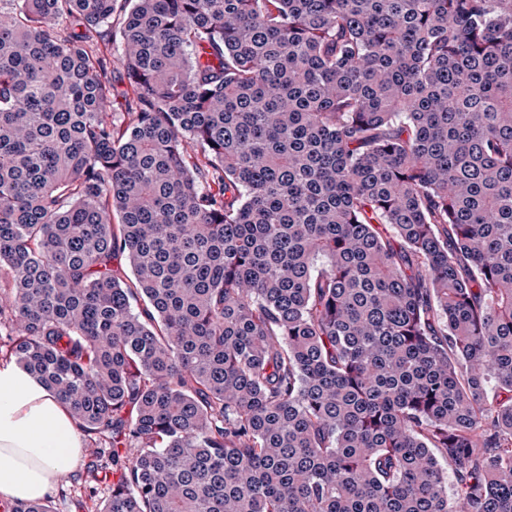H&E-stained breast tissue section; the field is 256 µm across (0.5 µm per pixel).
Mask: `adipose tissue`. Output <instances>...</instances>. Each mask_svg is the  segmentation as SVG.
Listing matches in <instances>:
<instances>
[{
    "label": "adipose tissue",
    "mask_w": 512,
    "mask_h": 512,
    "mask_svg": "<svg viewBox=\"0 0 512 512\" xmlns=\"http://www.w3.org/2000/svg\"><path fill=\"white\" fill-rule=\"evenodd\" d=\"M69 409L26 370L0 365V498L39 500L80 457Z\"/></svg>",
    "instance_id": "1"
}]
</instances>
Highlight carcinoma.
<instances>
[{
  "label": "carcinoma",
  "mask_w": 512,
  "mask_h": 512,
  "mask_svg": "<svg viewBox=\"0 0 512 512\" xmlns=\"http://www.w3.org/2000/svg\"><path fill=\"white\" fill-rule=\"evenodd\" d=\"M1 353L99 512H512V0L0 8Z\"/></svg>",
  "instance_id": "1"
}]
</instances>
